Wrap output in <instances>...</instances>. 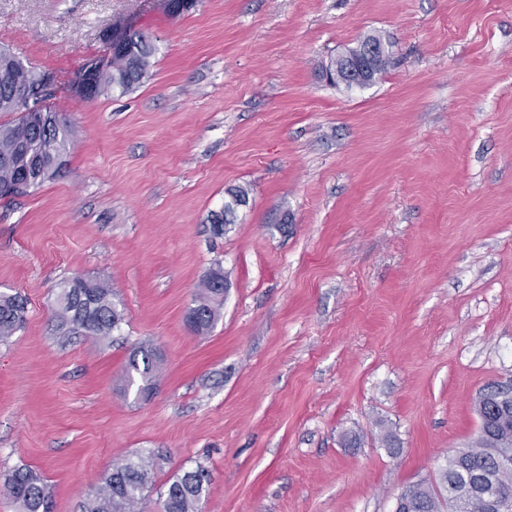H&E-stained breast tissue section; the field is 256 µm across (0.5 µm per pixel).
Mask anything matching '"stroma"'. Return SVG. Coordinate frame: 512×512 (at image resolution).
<instances>
[{
    "label": "stroma",
    "instance_id": "stroma-1",
    "mask_svg": "<svg viewBox=\"0 0 512 512\" xmlns=\"http://www.w3.org/2000/svg\"><path fill=\"white\" fill-rule=\"evenodd\" d=\"M156 48L135 91L68 86L116 20ZM389 39L376 81L323 66ZM0 47L53 72L73 131L62 173L0 202V291L27 300L0 342V473L46 478L55 512L114 462L204 465L201 512H393L512 384V0H0ZM243 188L222 237L206 220ZM221 265L204 336L185 323ZM106 281L108 339L54 331L74 277ZM164 363L124 389L132 347ZM393 432L399 455L382 437ZM369 43L383 44L388 48V50L391 47L390 42L384 40L382 36L378 34H370L364 37L358 43L357 47L349 49L345 54L339 56L335 62L340 63L346 56L357 55L361 48H364ZM381 52V48L377 45H370L365 49L362 57L348 61L343 68L336 65V69H332L331 71H328V73H325V78L328 81L331 79L336 83V85H343L348 89L366 86L368 83L371 84L379 75L386 71L390 63L392 53L389 50L390 54L388 61L375 71L374 79L369 82L370 74L377 63Z\"/></svg>",
    "mask_w": 512,
    "mask_h": 512
}]
</instances>
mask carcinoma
Listing matches in <instances>:
<instances>
[{"label":"carcinoma","instance_id":"carcinoma-1","mask_svg":"<svg viewBox=\"0 0 512 512\" xmlns=\"http://www.w3.org/2000/svg\"><path fill=\"white\" fill-rule=\"evenodd\" d=\"M154 48L138 30H128L119 44L107 42L101 55L109 65L87 74L86 91L92 99L111 92H132L150 69ZM46 72L24 63L8 50L0 51V112L35 107L40 99L19 104L16 96L44 87ZM69 124L57 112L43 122L28 114L0 124V189L8 196L25 194L59 176L62 165L55 157L66 155L72 144ZM215 236L224 235L235 222L234 209L226 205L208 215ZM63 299L56 301L55 330L61 336L79 334L106 339L120 328L124 315L112 300L111 286L98 279L63 282ZM224 289L202 285L188 307L185 321L197 335H206L221 314ZM26 300L19 294L0 292V341L15 334L25 321ZM162 358L149 343L129 353L126 388L136 387L138 399H148L156 388ZM158 457L137 455L112 465L82 505V512H146L147 493L153 483ZM210 474L202 466L175 474L160 492L159 512H200ZM481 483L498 496L505 512H512V404L486 396L479 431L472 443L446 459L436 478L406 489L407 512H478L468 498L469 487ZM0 487L18 505L19 512H52L47 481L37 470L19 466L0 476Z\"/></svg>","mask_w":512,"mask_h":512}]
</instances>
